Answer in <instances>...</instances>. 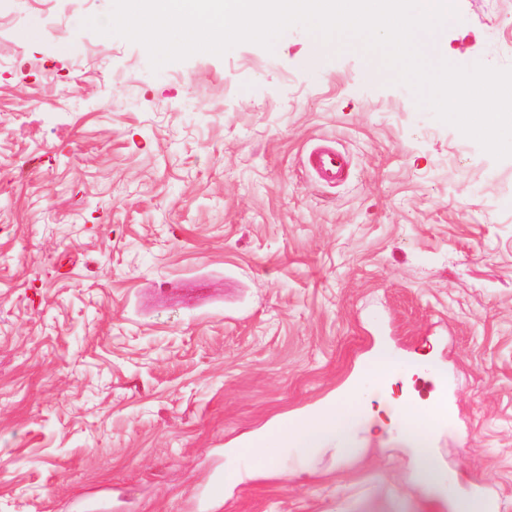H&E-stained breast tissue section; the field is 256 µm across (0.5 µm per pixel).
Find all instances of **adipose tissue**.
Masks as SVG:
<instances>
[{"instance_id":"1","label":"adipose tissue","mask_w":512,"mask_h":512,"mask_svg":"<svg viewBox=\"0 0 512 512\" xmlns=\"http://www.w3.org/2000/svg\"><path fill=\"white\" fill-rule=\"evenodd\" d=\"M358 387H351L347 397L330 407L297 416L292 420L279 421L274 439L280 446L301 448L313 453L335 445L349 414V400L357 396Z\"/></svg>"}]
</instances>
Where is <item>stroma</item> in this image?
Returning a JSON list of instances; mask_svg holds the SVG:
<instances>
[{
    "instance_id": "stroma-1",
    "label": "stroma",
    "mask_w": 512,
    "mask_h": 512,
    "mask_svg": "<svg viewBox=\"0 0 512 512\" xmlns=\"http://www.w3.org/2000/svg\"><path fill=\"white\" fill-rule=\"evenodd\" d=\"M455 5L449 62L512 67V0ZM111 7L0 0V512H453L417 440L512 512V158L353 42L316 64L294 26L155 72L83 28ZM381 350L358 453L239 451ZM442 392L438 429L396 422ZM306 165L318 180L329 185L343 181L350 171L349 157L330 142L315 146L307 155ZM362 377H370L383 386L390 385L394 377V366L390 356L383 353L376 355Z\"/></svg>"
}]
</instances>
